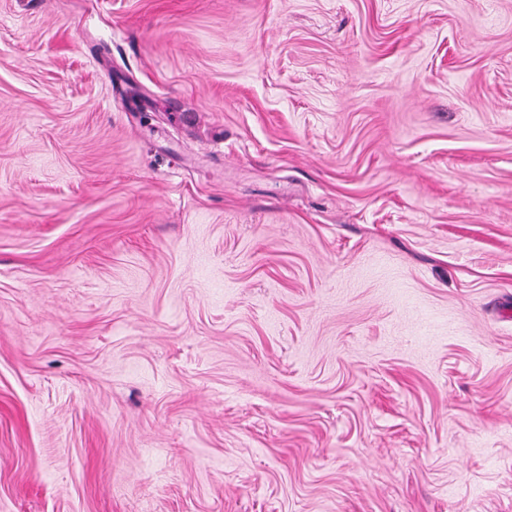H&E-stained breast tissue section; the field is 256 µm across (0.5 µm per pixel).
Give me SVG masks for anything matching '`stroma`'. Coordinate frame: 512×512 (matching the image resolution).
I'll list each match as a JSON object with an SVG mask.
<instances>
[{"label":"stroma","mask_w":512,"mask_h":512,"mask_svg":"<svg viewBox=\"0 0 512 512\" xmlns=\"http://www.w3.org/2000/svg\"><path fill=\"white\" fill-rule=\"evenodd\" d=\"M0 512H512V0H0Z\"/></svg>","instance_id":"obj_1"}]
</instances>
